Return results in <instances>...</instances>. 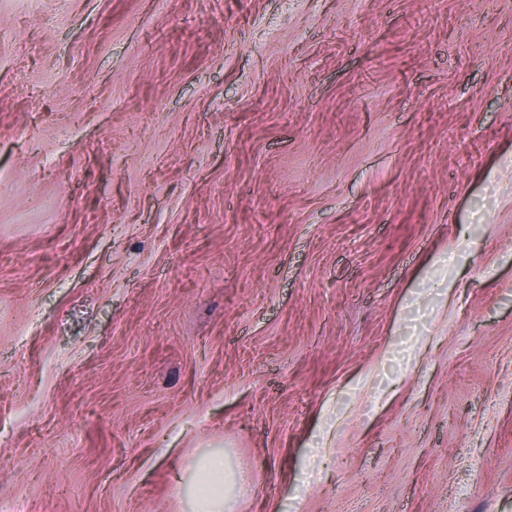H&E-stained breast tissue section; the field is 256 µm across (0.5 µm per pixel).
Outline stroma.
Wrapping results in <instances>:
<instances>
[{
  "label": "stroma",
  "mask_w": 512,
  "mask_h": 512,
  "mask_svg": "<svg viewBox=\"0 0 512 512\" xmlns=\"http://www.w3.org/2000/svg\"><path fill=\"white\" fill-rule=\"evenodd\" d=\"M512 512V0H0V496ZM200 472L194 512L232 511L234 496L248 492L244 486L238 488L224 454L206 456L201 463Z\"/></svg>",
  "instance_id": "35a3bbf8"
}]
</instances>
